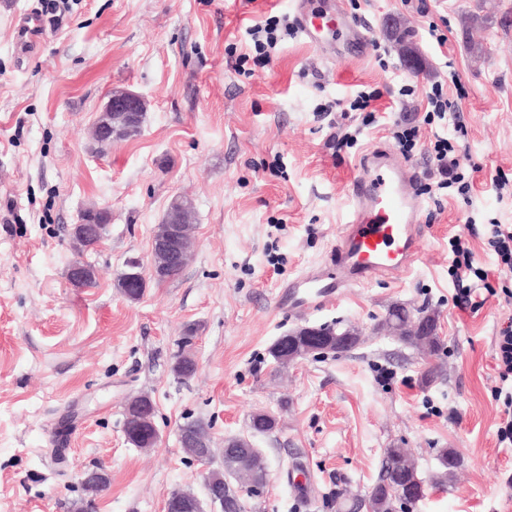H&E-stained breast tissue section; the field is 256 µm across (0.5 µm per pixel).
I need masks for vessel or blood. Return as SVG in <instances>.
I'll list each match as a JSON object with an SVG mask.
<instances>
[{
	"mask_svg": "<svg viewBox=\"0 0 512 512\" xmlns=\"http://www.w3.org/2000/svg\"><path fill=\"white\" fill-rule=\"evenodd\" d=\"M300 28L315 45L335 40L340 48L366 54L370 37L350 21L343 6L324 14L310 0H292ZM419 171L385 148L365 154L349 190L350 208L336 240L335 258L324 269L311 270L283 288L278 309L295 316L318 311L348 289L374 277L410 269L421 257Z\"/></svg>",
	"mask_w": 512,
	"mask_h": 512,
	"instance_id": "vessel-or-blood-1",
	"label": "vessel or blood"
}]
</instances>
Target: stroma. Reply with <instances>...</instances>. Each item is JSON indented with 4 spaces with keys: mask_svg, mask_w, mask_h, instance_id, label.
I'll return each instance as SVG.
<instances>
[{
    "mask_svg": "<svg viewBox=\"0 0 512 512\" xmlns=\"http://www.w3.org/2000/svg\"><path fill=\"white\" fill-rule=\"evenodd\" d=\"M360 4L353 16L385 60L340 58L335 43L299 34L243 74L232 51H245L255 20L288 14L286 0H66L53 14L43 0H0V512H74L84 472L99 466L111 484L87 512H165L173 491L202 493L235 436L268 466L246 512H341L342 500L367 499L392 446L429 483L410 512H512V447L497 439L494 394L512 303L456 305L448 275V240L460 235L493 285L512 284L484 238L490 220L512 224V0ZM31 16L40 33L26 46L15 26ZM390 16L410 29L418 69L385 32ZM432 22L446 44L429 35ZM452 70L467 129L459 146L477 168L469 198L425 196L423 257L409 270L312 315L275 311L282 286L333 259L362 155L396 150L397 124L429 140L426 95ZM404 85L413 95L400 96ZM365 86L382 93L377 123L332 151L314 107ZM115 89L142 95L146 112L137 136L103 147L91 130ZM181 197L193 206L188 265L128 301L117 287L126 260H149L155 226ZM91 207L110 221L81 253L69 232ZM80 257L97 271L92 287L68 281ZM396 303L436 316L438 359L380 329ZM190 325L197 367L180 378L171 366ZM320 325L356 328L363 341L285 366L271 359L279 336ZM433 365L441 375L424 384ZM141 393L156 405L150 450L124 433L125 406ZM259 410L276 430L251 434ZM195 418L210 425L208 466L178 439ZM443 448L462 465L437 489Z\"/></svg>",
    "mask_w": 512,
    "mask_h": 512,
    "instance_id": "35a3bbf8",
    "label": "stroma"
}]
</instances>
